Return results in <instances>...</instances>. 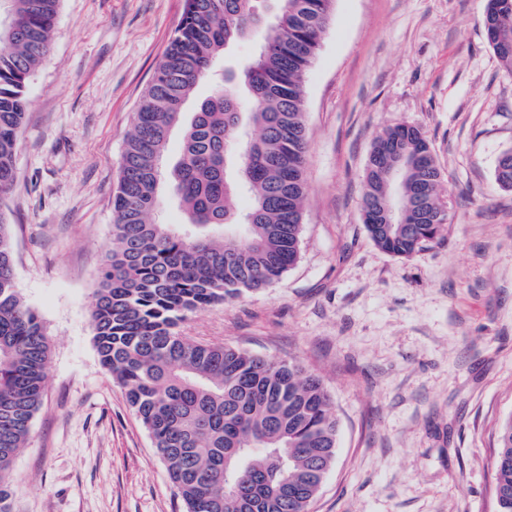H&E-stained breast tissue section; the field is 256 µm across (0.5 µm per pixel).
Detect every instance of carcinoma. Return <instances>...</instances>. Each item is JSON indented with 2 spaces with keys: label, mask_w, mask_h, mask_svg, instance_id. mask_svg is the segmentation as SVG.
<instances>
[{
  "label": "carcinoma",
  "mask_w": 512,
  "mask_h": 512,
  "mask_svg": "<svg viewBox=\"0 0 512 512\" xmlns=\"http://www.w3.org/2000/svg\"><path fill=\"white\" fill-rule=\"evenodd\" d=\"M16 37L0 44V199L12 189L26 83L48 56L60 0H3ZM335 0H184L182 20L143 94L112 196L113 243L89 304L101 366L153 440L186 512H308L315 485L336 459L338 423L320 379L292 361L252 355L183 335L190 314L265 288L300 257L307 197L305 76ZM484 27L512 67V0H488ZM263 33L251 59L214 76L225 49ZM182 126L168 176L162 162ZM369 157L363 210L372 241L409 257L438 238L446 217L435 157L409 163L400 190L403 230L376 235L389 196L385 173L425 141L395 125ZM184 224L153 220L164 195ZM245 195L250 205L237 210ZM51 338L23 300L11 225L0 211V512H13L10 478L39 409ZM498 512H512V421L494 458Z\"/></svg>",
  "instance_id": "carcinoma-1"
}]
</instances>
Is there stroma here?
<instances>
[{
    "label": "stroma",
    "instance_id": "35a3bbf8",
    "mask_svg": "<svg viewBox=\"0 0 512 512\" xmlns=\"http://www.w3.org/2000/svg\"><path fill=\"white\" fill-rule=\"evenodd\" d=\"M184 0H60L27 83L16 179L0 201L25 302L53 341L43 402L12 465L13 512H185L100 365L89 302L112 247V195L139 101ZM486 0H336L306 85L301 258L210 306L194 338L293 360L338 420L309 512H497L492 459L512 419V69ZM418 127L447 221L409 257L377 247L361 198L377 136Z\"/></svg>",
    "mask_w": 512,
    "mask_h": 512
}]
</instances>
